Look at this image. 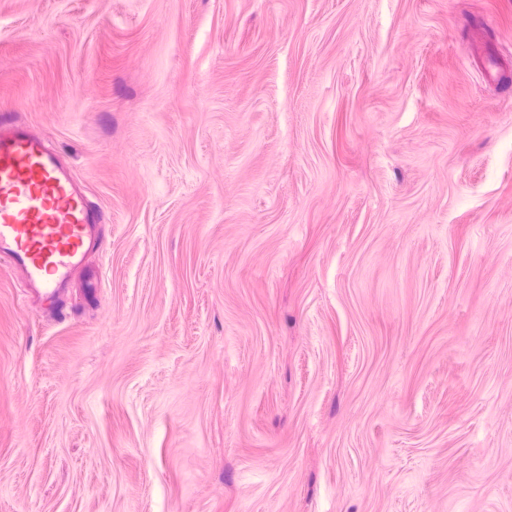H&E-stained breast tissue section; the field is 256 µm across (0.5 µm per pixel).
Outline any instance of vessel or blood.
<instances>
[{
  "label": "vessel or blood",
  "mask_w": 512,
  "mask_h": 512,
  "mask_svg": "<svg viewBox=\"0 0 512 512\" xmlns=\"http://www.w3.org/2000/svg\"><path fill=\"white\" fill-rule=\"evenodd\" d=\"M100 210L58 153L27 124L0 114V261L57 291L97 247Z\"/></svg>",
  "instance_id": "b4317fda"
}]
</instances>
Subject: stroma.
Listing matches in <instances>:
<instances>
[{
	"label": "stroma",
	"mask_w": 512,
	"mask_h": 512,
	"mask_svg": "<svg viewBox=\"0 0 512 512\" xmlns=\"http://www.w3.org/2000/svg\"><path fill=\"white\" fill-rule=\"evenodd\" d=\"M1 113L103 222L0 512H512V0H0Z\"/></svg>",
	"instance_id": "stroma-1"
}]
</instances>
